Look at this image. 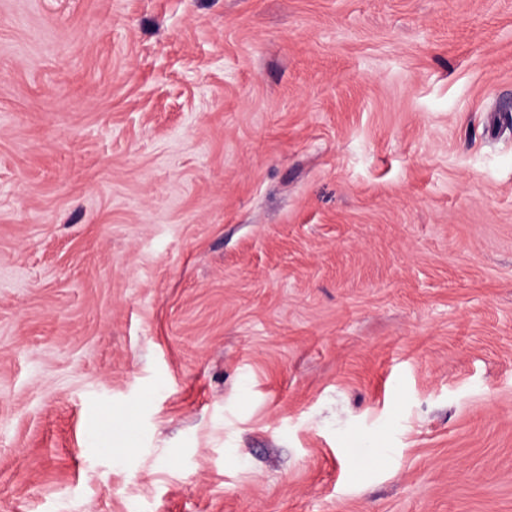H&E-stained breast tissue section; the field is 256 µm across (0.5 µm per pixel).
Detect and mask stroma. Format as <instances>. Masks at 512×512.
<instances>
[{"instance_id":"35a3bbf8","label":"stroma","mask_w":512,"mask_h":512,"mask_svg":"<svg viewBox=\"0 0 512 512\" xmlns=\"http://www.w3.org/2000/svg\"><path fill=\"white\" fill-rule=\"evenodd\" d=\"M0 512H512V0H0Z\"/></svg>"}]
</instances>
